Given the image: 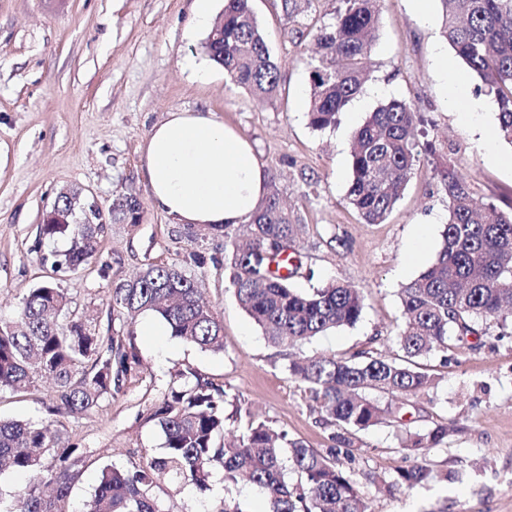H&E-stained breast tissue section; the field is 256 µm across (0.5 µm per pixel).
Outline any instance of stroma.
<instances>
[{
    "mask_svg": "<svg viewBox=\"0 0 512 512\" xmlns=\"http://www.w3.org/2000/svg\"><path fill=\"white\" fill-rule=\"evenodd\" d=\"M191 6L192 0H0V321L12 320L22 297L50 281L77 315L130 337L140 361L121 392L62 420L66 446L88 458L72 488L74 512H84L104 466L131 470L162 455L163 433L152 409L187 368L223 386L226 412L259 415L307 447L336 450L371 512H512V335H500L487 320L486 335L449 340L446 356L419 359L438 386L414 399L408 425L416 431L448 424L441 447L410 453L387 423L357 433L351 446L334 447L317 403L238 305L219 263L223 238L189 241L182 225L152 207L141 175V147L167 113H215L254 145L299 226L295 245L305 271L293 287L337 278L361 291V321L316 337L302 354L394 355L398 290L434 261L448 220L436 167L453 164L479 201L512 203V146L497 138L481 143L445 103L433 70L434 48L443 40L438 0L427 24L409 0H382L362 89L338 124L322 131L309 125L303 96L314 41L298 40L280 0H251L280 72L270 100L251 96L210 61L206 34L192 29ZM189 56L204 64L206 80L184 68ZM392 99L412 101L423 114L422 153L387 221L367 224L345 200L351 140L369 112ZM489 149L500 163L485 159ZM64 187L80 190L104 211L98 252L76 272L55 270L47 260L66 251L68 239L39 237L42 214ZM129 192L142 203L139 221L113 222V199ZM421 224L428 240L411 265L407 256ZM150 265H174L196 280L223 326V351L173 337L151 314L132 324L122 317L108 321L113 286ZM52 406L46 383L32 394L0 391L5 419L49 422ZM417 462L450 474V481L380 489L381 479ZM153 494L167 512H220L227 503L240 512L269 509L260 488L226 482L219 466L206 490L165 479Z\"/></svg>",
    "mask_w": 512,
    "mask_h": 512,
    "instance_id": "1",
    "label": "stroma"
}]
</instances>
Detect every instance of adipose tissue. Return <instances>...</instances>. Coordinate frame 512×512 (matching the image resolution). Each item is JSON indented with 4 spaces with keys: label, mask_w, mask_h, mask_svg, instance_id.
I'll list each match as a JSON object with an SVG mask.
<instances>
[{
    "label": "adipose tissue",
    "mask_w": 512,
    "mask_h": 512,
    "mask_svg": "<svg viewBox=\"0 0 512 512\" xmlns=\"http://www.w3.org/2000/svg\"><path fill=\"white\" fill-rule=\"evenodd\" d=\"M433 65L451 91L450 110L482 126L486 104L456 86L443 48ZM141 169L153 207L177 224L224 225L248 219L268 192L270 175L252 144L211 112L168 113L149 131Z\"/></svg>",
    "instance_id": "1"
}]
</instances>
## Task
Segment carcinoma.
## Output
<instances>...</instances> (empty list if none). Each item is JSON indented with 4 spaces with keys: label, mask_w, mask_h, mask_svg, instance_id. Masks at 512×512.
I'll return each instance as SVG.
<instances>
[{
    "label": "carcinoma",
    "mask_w": 512,
    "mask_h": 512,
    "mask_svg": "<svg viewBox=\"0 0 512 512\" xmlns=\"http://www.w3.org/2000/svg\"><path fill=\"white\" fill-rule=\"evenodd\" d=\"M299 0H281L287 22L304 37L298 20ZM335 21L318 29V56L311 63L307 117L324 130L360 92L368 53L381 23L377 0H340ZM443 34L449 46L499 107V134L512 144V0H439ZM205 49L224 67L235 85L260 98L272 97L279 70L262 35L250 0H224ZM416 106L391 100L378 106L353 133L352 177L348 205L367 224H383L400 200L419 161ZM448 197V220L434 262L399 290L402 323L395 337L399 355L373 356L365 351L350 359L334 356L288 360L292 378L302 383L326 417L338 426L331 440L351 444L350 437L382 422L402 420L400 398L417 397L435 386L416 359L448 352L455 336L479 335L480 320L500 327L512 323V212L474 198L466 181L448 165L440 171ZM122 194L112 202V221L133 220ZM63 224H42L39 237L67 236L69 249L53 262L56 269L83 268L97 251L99 224H84L71 202L61 200ZM295 224L278 194L266 195L248 219V243L229 235L230 225H185L187 239L201 233L224 236V270L243 311L269 342L291 349L362 318L364 303L356 288L329 280L301 291L291 280L303 267L292 248ZM150 313L161 318L171 335L204 350L224 349L222 326L200 299L195 281L176 266L150 265L137 281L112 288L109 316L133 319ZM138 364L132 347L119 336H102L96 326L69 313V299L52 282L32 289L16 318L0 322V389L16 393L37 390L51 380L54 414L86 413L105 395L118 393ZM176 377L173 388L156 407L165 452L133 471L101 469L87 512H166L152 496L158 480L170 476L199 488L207 486L214 465L224 480L244 478L264 490L269 512H370L348 472L336 456L308 448L288 434L275 433L261 420L249 418L229 429L224 420V389L194 371ZM387 398V403L380 398ZM450 429L437 425L416 432L407 448H436ZM224 436V443L217 437ZM86 456L64 445L62 432L27 420L0 419V468L26 474L29 485L16 505L0 512H73V483ZM448 479L423 465L396 471L386 490H413L436 478Z\"/></svg>",
    "instance_id": "cac0c4a2"
}]
</instances>
